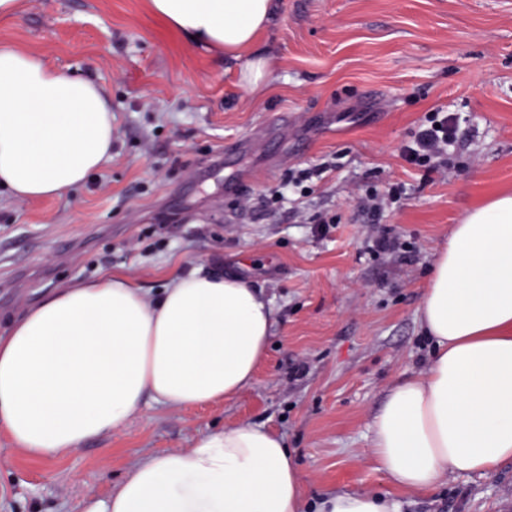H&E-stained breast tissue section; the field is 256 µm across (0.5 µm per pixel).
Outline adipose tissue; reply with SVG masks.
<instances>
[{
    "mask_svg": "<svg viewBox=\"0 0 512 512\" xmlns=\"http://www.w3.org/2000/svg\"><path fill=\"white\" fill-rule=\"evenodd\" d=\"M183 38L227 55L250 49L273 0H149ZM112 105L91 80L0 47V187L21 200L62 195L112 154ZM418 317L433 350L393 385L373 420V455L415 494L451 473L512 461V195L456 225L436 255ZM273 309L233 272L171 275L158 293L106 274L44 294L0 330V433L52 461L123 428L146 402L184 409L235 398L266 354ZM283 438L210 429L189 452L129 467L86 512H304ZM315 512H398L373 491L322 496Z\"/></svg>",
    "mask_w": 512,
    "mask_h": 512,
    "instance_id": "ef3b65f1",
    "label": "adipose tissue"
}]
</instances>
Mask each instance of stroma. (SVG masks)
I'll list each match as a JSON object with an SVG mask.
<instances>
[{
  "instance_id": "35a3bbf8",
  "label": "stroma",
  "mask_w": 512,
  "mask_h": 512,
  "mask_svg": "<svg viewBox=\"0 0 512 512\" xmlns=\"http://www.w3.org/2000/svg\"><path fill=\"white\" fill-rule=\"evenodd\" d=\"M2 44L99 83L115 136L111 158L66 195L0 189V324L71 280L112 271L153 290L198 266L248 280L274 323L233 400L146 404L56 462L1 436L0 512H85L141 457L239 424L287 442L310 500L370 490L395 495L401 512H512V463L408 494L371 448L389 389L424 369L417 310L436 253L472 209L512 192V0H274L252 52L233 59L186 42L148 0H23L0 19ZM254 53L273 61L260 92L240 81ZM440 107L464 119L460 164L444 175L400 155ZM326 161L298 201L244 207ZM390 179L407 194L373 224L360 200ZM320 213L340 221L315 224ZM383 228L400 250L367 254Z\"/></svg>"
}]
</instances>
